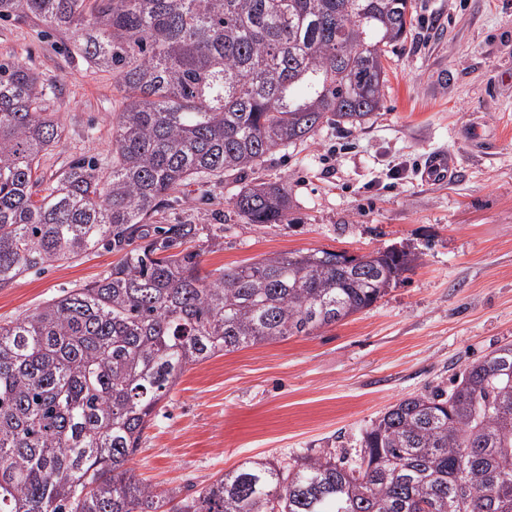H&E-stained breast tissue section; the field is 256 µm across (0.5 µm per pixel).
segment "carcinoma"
<instances>
[{
  "mask_svg": "<svg viewBox=\"0 0 512 512\" xmlns=\"http://www.w3.org/2000/svg\"><path fill=\"white\" fill-rule=\"evenodd\" d=\"M0 20L73 35L122 92L108 175L77 158L43 188L61 125L39 75L0 61V288L96 248L120 256L0 324V512H512V345L391 406L353 469L249 460L182 497L129 467L187 366L333 325L413 268L395 247L307 249L203 274L185 244L224 228L152 223L198 176L368 122L412 0H0ZM233 206L288 223L281 182H245Z\"/></svg>",
  "mask_w": 512,
  "mask_h": 512,
  "instance_id": "1",
  "label": "carcinoma"
}]
</instances>
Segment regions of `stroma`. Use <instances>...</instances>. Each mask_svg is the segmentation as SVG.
Segmentation results:
<instances>
[{
  "label": "stroma",
  "instance_id": "1",
  "mask_svg": "<svg viewBox=\"0 0 512 512\" xmlns=\"http://www.w3.org/2000/svg\"><path fill=\"white\" fill-rule=\"evenodd\" d=\"M415 21L387 55L384 106L364 125L325 123L251 172L288 188L289 221L244 223L239 180L197 178L157 224H220L200 239L210 272L288 251L362 255L397 247L414 267L372 307L309 336L261 343L186 368L130 466L169 489L202 488L246 460L332 456L358 464L364 431L389 406L450 389L464 367L512 344V0H412ZM51 88L62 140L39 173L79 157L112 160L122 96L111 72L63 57L40 25L0 21V60ZM456 171L433 175L432 157ZM403 164L400 178L391 170ZM98 250L0 288V322L99 278Z\"/></svg>",
  "mask_w": 512,
  "mask_h": 512
}]
</instances>
